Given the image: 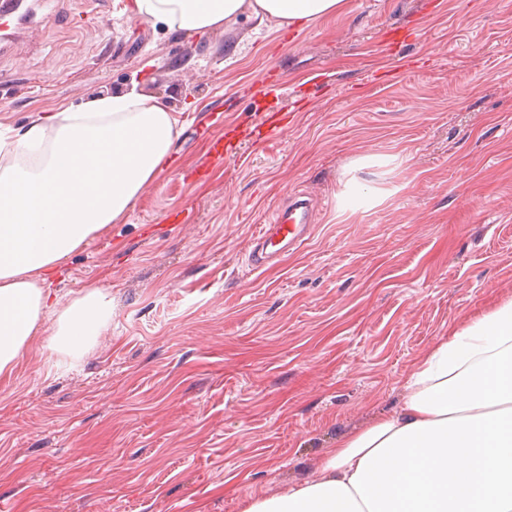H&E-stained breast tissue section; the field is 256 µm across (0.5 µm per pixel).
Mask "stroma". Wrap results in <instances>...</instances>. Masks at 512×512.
I'll return each instance as SVG.
<instances>
[{"label":"stroma","mask_w":512,"mask_h":512,"mask_svg":"<svg viewBox=\"0 0 512 512\" xmlns=\"http://www.w3.org/2000/svg\"><path fill=\"white\" fill-rule=\"evenodd\" d=\"M265 71L297 103L280 139L191 178L209 136L259 121ZM133 86L179 135L125 219L46 282L62 307L110 293L98 341L75 359L33 337L0 380L7 512H243L398 407L439 337L512 299V0H347L305 27L242 16L203 35L137 20L135 0H20L0 25V125ZM352 176L391 197L338 215ZM294 190L321 202L308 241L251 268Z\"/></svg>","instance_id":"35a3bbf8"}]
</instances>
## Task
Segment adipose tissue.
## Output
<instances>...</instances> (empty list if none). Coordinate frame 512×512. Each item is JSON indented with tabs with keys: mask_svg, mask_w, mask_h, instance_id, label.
I'll use <instances>...</instances> for the list:
<instances>
[{
	"mask_svg": "<svg viewBox=\"0 0 512 512\" xmlns=\"http://www.w3.org/2000/svg\"><path fill=\"white\" fill-rule=\"evenodd\" d=\"M345 0H136L138 17L189 34L249 14L291 28ZM167 102L130 89L39 117L0 149L41 152L0 167V378L47 334L80 357L112 318L101 287L56 310L44 286L100 229L120 222L173 150ZM52 330H44L48 313ZM401 405L345 435L287 493L244 512H512V299L441 337L403 383Z\"/></svg>",
	"mask_w": 512,
	"mask_h": 512,
	"instance_id": "adipose-tissue-1",
	"label": "adipose tissue"
}]
</instances>
